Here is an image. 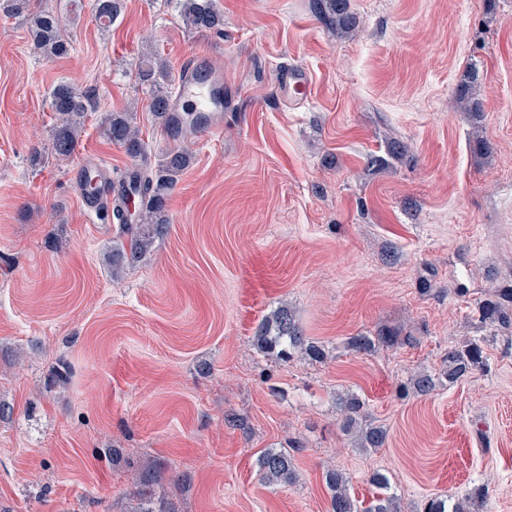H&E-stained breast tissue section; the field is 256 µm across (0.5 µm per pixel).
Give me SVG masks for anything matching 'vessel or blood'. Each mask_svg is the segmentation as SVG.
Wrapping results in <instances>:
<instances>
[{
	"label": "vessel or blood",
	"instance_id": "1",
	"mask_svg": "<svg viewBox=\"0 0 512 512\" xmlns=\"http://www.w3.org/2000/svg\"><path fill=\"white\" fill-rule=\"evenodd\" d=\"M283 89L289 105L306 102L311 96V84L306 71L293 70ZM175 117L197 120L198 132L209 134L219 130L224 112V74L210 57H198L187 63L179 78L178 88L170 101ZM97 186L94 195L85 197L84 203L98 216L112 212V175L101 165L88 169Z\"/></svg>",
	"mask_w": 512,
	"mask_h": 512
}]
</instances>
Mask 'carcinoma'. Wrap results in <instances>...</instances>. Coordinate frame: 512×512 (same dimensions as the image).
Instances as JSON below:
<instances>
[{"label": "carcinoma", "instance_id": "cac0c4a2", "mask_svg": "<svg viewBox=\"0 0 512 512\" xmlns=\"http://www.w3.org/2000/svg\"><path fill=\"white\" fill-rule=\"evenodd\" d=\"M349 0H316L319 18L331 29L349 30L354 27L348 11ZM180 14L186 25L198 30H217L224 27V14L215 0H176ZM89 7L95 17L110 25L122 13L124 0H91ZM34 38L43 53L48 57L66 54L70 37L61 28L58 17L49 10L28 14ZM478 71L468 72L465 83L459 90V100L463 111L476 116L482 112L481 102L470 96V89L477 83ZM136 79L149 93V112L162 129L186 130L192 124H182L168 112L171 92L168 85L171 73L165 61L154 55L142 58L136 69ZM49 107L56 116V124L51 134V153L59 158L71 157L78 145L84 127L85 117L97 110L93 95L70 82H60L49 94ZM104 137L122 146L126 153L139 162L138 170L129 174L128 181L122 183L112 205V215L121 226L124 239L112 245L109 255L112 273L117 274L125 263L139 260L149 254L156 240L162 236L168 224L165 215L169 192L179 177L190 166L192 155L183 149L165 152L157 163H152L141 138V129L132 112H109L101 121ZM140 199L139 220L128 223V201L130 196ZM481 322L512 325V289L499 290L486 299L480 308ZM402 343L397 333L387 330L376 336L356 335L348 339V346L358 353H374L381 347H391ZM254 344L263 353H274L280 357L292 358L300 353L312 359H321L324 348L306 336L296 322L291 310L281 306L259 324ZM484 363V348L479 340L463 346L450 347L443 359L439 376L452 384L460 378L478 371ZM436 376L420 372L410 378L413 393L426 395L436 387ZM343 413L342 429L355 436L357 445L364 449H376L385 445L386 429L363 423V403L353 394L339 398ZM261 480L269 485L292 484L296 473L292 456L286 448H267L257 459ZM323 479L329 495V512H399L395 496L389 493L387 478L382 474L372 477L376 492L368 501H358L349 493L348 479L342 472L331 467L323 472ZM163 481L162 468H152L135 477L136 489L129 494L128 512H175L171 503L163 496H153L141 487L160 485ZM488 495V489L478 487L465 495L453 509H448L447 501L440 498L430 500L425 512H471V505L480 502Z\"/></svg>", "mask_w": 512, "mask_h": 512}]
</instances>
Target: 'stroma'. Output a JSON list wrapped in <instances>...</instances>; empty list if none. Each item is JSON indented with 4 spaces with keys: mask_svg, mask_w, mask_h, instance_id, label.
Returning <instances> with one entry per match:
<instances>
[{
    "mask_svg": "<svg viewBox=\"0 0 512 512\" xmlns=\"http://www.w3.org/2000/svg\"><path fill=\"white\" fill-rule=\"evenodd\" d=\"M83 2L31 0L72 34L53 59L0 9V512H123L134 470L156 466L176 512H328V467L360 501L384 474L400 512L483 485L478 512H512V333L476 313L512 286V0H349L347 35L315 0H216L219 33L188 28L174 0H126L107 28ZM152 50L174 74L214 55L219 132L173 139L154 124L135 81ZM294 68L312 83L298 107L280 94ZM473 69L476 117L455 106ZM61 81L100 112H138L152 156L193 155L166 233L117 277L120 226L86 210L75 173L134 161L98 114L72 157L52 156L47 93ZM283 305L325 360L255 347ZM388 329L405 344L347 345ZM479 337L484 369L405 392ZM59 362L71 378L52 388ZM346 393L387 429L383 448L343 431ZM288 447L296 482L266 485L258 455Z\"/></svg>",
    "mask_w": 512,
    "mask_h": 512,
    "instance_id": "35a3bbf8",
    "label": "stroma"
}]
</instances>
